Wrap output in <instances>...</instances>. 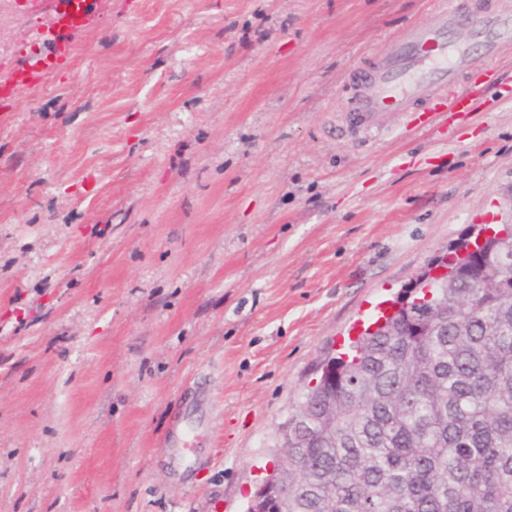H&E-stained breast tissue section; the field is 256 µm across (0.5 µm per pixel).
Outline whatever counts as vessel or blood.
<instances>
[{"mask_svg":"<svg viewBox=\"0 0 512 512\" xmlns=\"http://www.w3.org/2000/svg\"><path fill=\"white\" fill-rule=\"evenodd\" d=\"M94 20L92 0H62L52 21L29 28L25 49L0 65V101L14 103L27 91L44 85L48 72L71 56L74 37ZM482 55L474 57L471 43ZM512 45V14L482 7L474 15H462L454 0H446L435 25H414L393 43L360 80L361 91L351 102L346 130L369 134L381 129L393 112L445 122L447 113H469L475 100L462 86L474 70H481L485 86H496L512 95V81L502 78L492 60ZM454 88L452 99L439 100L440 88Z\"/></svg>","mask_w":512,"mask_h":512,"instance_id":"1","label":"vessel or blood"}]
</instances>
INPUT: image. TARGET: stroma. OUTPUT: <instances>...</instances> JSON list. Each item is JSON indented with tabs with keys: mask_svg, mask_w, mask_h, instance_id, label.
Masks as SVG:
<instances>
[{
	"mask_svg": "<svg viewBox=\"0 0 512 512\" xmlns=\"http://www.w3.org/2000/svg\"><path fill=\"white\" fill-rule=\"evenodd\" d=\"M439 0H95L0 107V512H245L365 311L512 224V99L340 131Z\"/></svg>",
	"mask_w": 512,
	"mask_h": 512,
	"instance_id": "stroma-1",
	"label": "stroma"
}]
</instances>
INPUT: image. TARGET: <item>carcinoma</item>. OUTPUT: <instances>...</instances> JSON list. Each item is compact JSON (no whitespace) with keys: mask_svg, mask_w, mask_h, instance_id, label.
I'll return each instance as SVG.
<instances>
[{"mask_svg":"<svg viewBox=\"0 0 512 512\" xmlns=\"http://www.w3.org/2000/svg\"><path fill=\"white\" fill-rule=\"evenodd\" d=\"M512 232L483 272L448 261L436 310L409 303L330 360L266 477L288 512H512Z\"/></svg>","mask_w":512,"mask_h":512,"instance_id":"1","label":"carcinoma"}]
</instances>
